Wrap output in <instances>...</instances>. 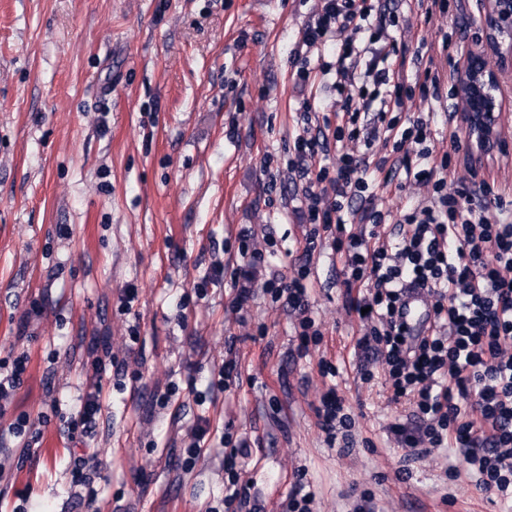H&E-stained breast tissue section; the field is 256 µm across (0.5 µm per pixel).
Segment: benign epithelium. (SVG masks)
<instances>
[{
    "label": "benign epithelium",
    "instance_id": "obj_1",
    "mask_svg": "<svg viewBox=\"0 0 512 512\" xmlns=\"http://www.w3.org/2000/svg\"><path fill=\"white\" fill-rule=\"evenodd\" d=\"M479 25L482 38L464 48L451 77L465 104L461 121L472 156L490 154L501 143L495 130L504 87L512 83V0H485Z\"/></svg>",
    "mask_w": 512,
    "mask_h": 512
}]
</instances>
